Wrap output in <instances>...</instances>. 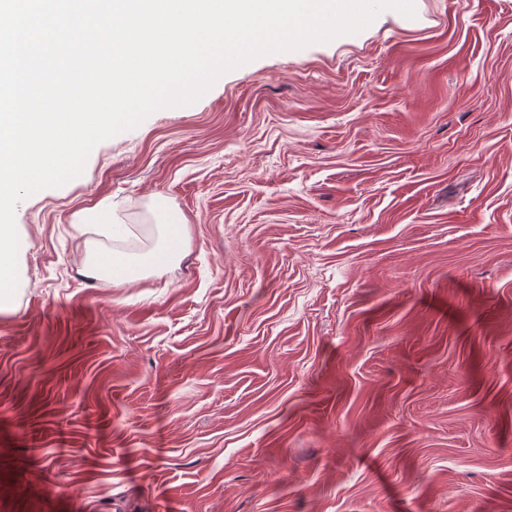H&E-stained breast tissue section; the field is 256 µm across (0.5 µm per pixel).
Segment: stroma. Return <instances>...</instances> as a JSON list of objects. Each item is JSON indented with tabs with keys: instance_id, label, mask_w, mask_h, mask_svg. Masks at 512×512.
Wrapping results in <instances>:
<instances>
[{
	"instance_id": "1",
	"label": "stroma",
	"mask_w": 512,
	"mask_h": 512,
	"mask_svg": "<svg viewBox=\"0 0 512 512\" xmlns=\"http://www.w3.org/2000/svg\"><path fill=\"white\" fill-rule=\"evenodd\" d=\"M257 58L16 207L0 512H512V0ZM185 242L83 272L75 216ZM151 212L158 237L155 246L147 252L134 249H108V255L102 256L97 250L100 243L94 239H84L83 247L87 254L86 263L89 272L112 280V283L131 284L144 277L148 264L169 262L183 247L184 224L180 214L171 212L161 199H154Z\"/></svg>"
}]
</instances>
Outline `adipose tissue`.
Returning <instances> with one entry per match:
<instances>
[{
    "mask_svg": "<svg viewBox=\"0 0 512 512\" xmlns=\"http://www.w3.org/2000/svg\"><path fill=\"white\" fill-rule=\"evenodd\" d=\"M151 212L156 221L157 242L152 249L142 252L125 249V242L132 239L133 234L126 225L115 219L111 201L104 199L93 208L81 211L77 226L85 235L83 247L89 272L115 282L131 284L143 278L147 265L167 262L176 257L183 247L181 215L171 212L160 199L152 201ZM102 239L113 244L112 249L104 255L97 249Z\"/></svg>",
    "mask_w": 512,
    "mask_h": 512,
    "instance_id": "1",
    "label": "adipose tissue"
}]
</instances>
